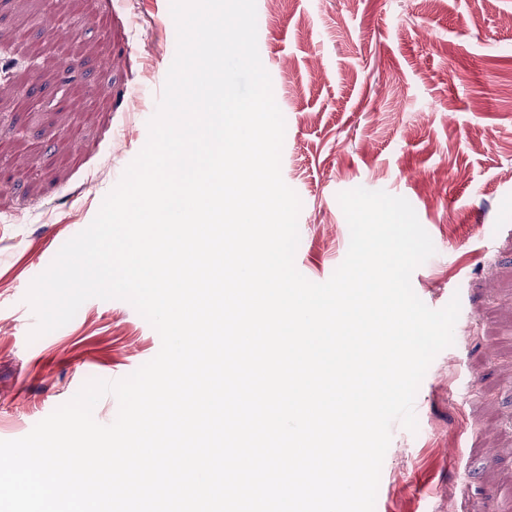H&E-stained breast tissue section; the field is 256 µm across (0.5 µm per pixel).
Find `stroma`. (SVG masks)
I'll return each mask as SVG.
<instances>
[{"mask_svg":"<svg viewBox=\"0 0 512 512\" xmlns=\"http://www.w3.org/2000/svg\"><path fill=\"white\" fill-rule=\"evenodd\" d=\"M165 2L0 8V440L161 348L121 299H89L31 338L26 294L147 142L177 47ZM256 9L285 120L281 175L302 202L297 270L327 281L350 241L338 194L383 190L410 202L435 247L415 294L433 309L461 302L454 343L416 393V431L392 425L374 512H448L452 499L457 512H512V0H442L427 18L418 0Z\"/></svg>","mask_w":512,"mask_h":512,"instance_id":"1","label":"stroma"}]
</instances>
